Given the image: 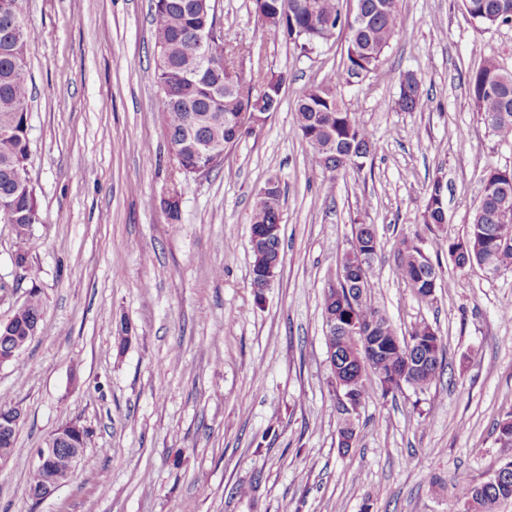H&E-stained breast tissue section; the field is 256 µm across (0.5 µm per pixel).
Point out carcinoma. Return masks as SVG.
I'll list each match as a JSON object with an SVG mask.
<instances>
[{"label":"carcinoma","mask_w":512,"mask_h":512,"mask_svg":"<svg viewBox=\"0 0 512 512\" xmlns=\"http://www.w3.org/2000/svg\"><path fill=\"white\" fill-rule=\"evenodd\" d=\"M152 25L155 49L154 79L159 87L157 111L167 142L174 148V159L185 177L208 174L223 166L206 147L238 143L251 132L250 98L225 91V85L238 77L233 46L227 52L199 46L196 34L216 23L213 0H152ZM341 0H268L255 3L260 21L261 38L283 40L300 52L307 47L324 44V24L346 31L341 51L342 70L330 71L322 80L307 88L295 105V129L310 149L312 166L333 175L350 168H360L376 148L373 132L357 116L345 108L339 97V80L357 71H375L400 26L399 0H357L365 23L349 20L340 8ZM463 7L474 20L486 15L499 17L498 23L512 21V0H463ZM35 30L27 19L26 0H0V219L20 227L17 235L27 236L31 225L40 221L35 192L27 179L19 175L29 171L31 158L29 114L31 86L27 76V60ZM253 81L279 89L284 77H269L262 66L252 72ZM398 107L413 111L421 103V87L410 74L398 77ZM468 90L475 111L502 141L512 140V72L501 69L494 61L484 59L467 76ZM482 181L488 187L481 195L471 224L460 238L448 239V257L460 270L480 266L486 256H493L497 265L512 268V239H503L498 231L504 224L512 225V188L504 194L494 188L500 182L496 169L483 171ZM277 205L257 197L250 215L251 229L258 231L277 223L282 214V192L276 194ZM427 228L448 223L443 206V186L433 180L425 192L422 215ZM379 241L372 224H359L354 239L338 261L343 268L358 271L357 281H337L336 287L324 291L322 318L336 311L353 317L380 340V350L366 347L327 327V346L343 354L341 362L358 376L352 387L337 386L351 392L349 404L356 411L376 391L395 393L409 386L424 389L432 384L442 369L445 352L438 334L428 332L421 323L411 334L413 348L395 343L396 332L389 319L371 301L370 271L378 253ZM252 286L262 294L266 287L262 271L267 259L282 256V237L263 242L252 250ZM396 263L402 278L414 295L423 302L435 298L432 292L440 271L419 237L404 238L396 252ZM44 309L39 290L31 291L27 310L17 319L19 334L24 326ZM339 446L351 447L356 437L354 421L344 419L338 427ZM498 439L503 447L512 449V412L498 423ZM456 498L469 506L468 512H494L495 507L512 501V470L498 486L462 482L456 487Z\"/></svg>","instance_id":"obj_1"}]
</instances>
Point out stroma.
<instances>
[{"label":"stroma","mask_w":512,"mask_h":512,"mask_svg":"<svg viewBox=\"0 0 512 512\" xmlns=\"http://www.w3.org/2000/svg\"><path fill=\"white\" fill-rule=\"evenodd\" d=\"M150 0H28L38 30L30 178L41 221L26 239L0 223V319L38 285L44 318L0 391L24 410L0 464V512H460L455 487L505 456L496 424L512 410V271L456 269L485 166L512 168V143L475 112L466 77L481 59L512 69V24L474 21L462 0H400L380 68L341 84L374 132L362 168L313 169L295 103L336 70L341 39L303 53L263 40L253 0H217L242 76H284L281 105L186 178L163 134ZM423 100L399 110L397 77ZM446 190L448 222H422L424 190ZM284 191L283 263L263 298L251 284L250 213L268 179ZM179 192V213L163 205ZM375 225L372 301L399 335L428 323L445 366L428 388L369 398L338 446L341 405L327 363L323 291L358 224ZM421 236L443 279L429 304L398 274L402 239ZM28 251L35 281L13 257ZM131 339L118 345L120 325ZM92 438L86 461L42 501L26 489L34 453L63 422Z\"/></svg>","instance_id":"stroma-1"}]
</instances>
